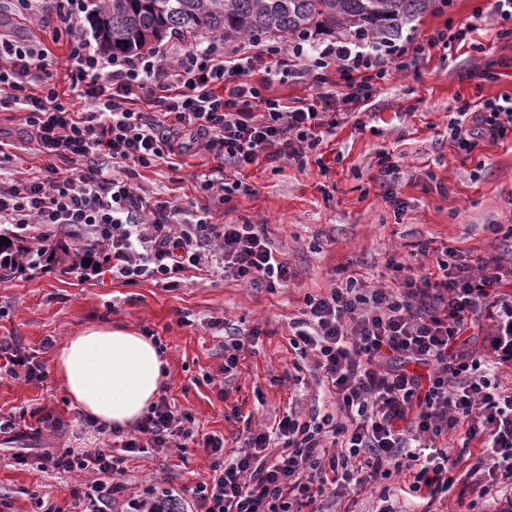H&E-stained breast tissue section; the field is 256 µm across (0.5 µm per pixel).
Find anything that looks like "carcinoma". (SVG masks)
I'll use <instances>...</instances> for the list:
<instances>
[{
    "label": "carcinoma",
    "instance_id": "1",
    "mask_svg": "<svg viewBox=\"0 0 512 512\" xmlns=\"http://www.w3.org/2000/svg\"><path fill=\"white\" fill-rule=\"evenodd\" d=\"M432 0H102L91 16L98 47L114 56L150 52L173 36L193 42L210 34L286 39L311 31L375 38L402 35L406 26L426 14ZM12 254L10 269L28 268L29 247L0 241V255ZM60 264L81 256L57 240L49 248Z\"/></svg>",
    "mask_w": 512,
    "mask_h": 512
}]
</instances>
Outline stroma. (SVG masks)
Segmentation results:
<instances>
[{"mask_svg":"<svg viewBox=\"0 0 512 512\" xmlns=\"http://www.w3.org/2000/svg\"><path fill=\"white\" fill-rule=\"evenodd\" d=\"M487 7L488 0H435L401 39L426 43L435 29L469 23ZM55 25L54 15L27 18L17 0H0V32L47 44L50 71L65 90L71 63L65 43L52 41ZM477 40V50L466 47L446 56L431 50L415 70L381 83L370 104L322 143L320 161L276 167L261 157L241 169L238 178L249 191L230 203L219 204L200 186L201 174H224L223 159L210 152L133 176V185L147 195L174 200L193 213L208 208L215 222L265 225L295 273L286 292L193 272L177 288L151 280L125 283L107 272L71 273L55 262L0 277V337H15L44 372L33 381L0 377V417L13 416L19 431L31 432L41 416L54 415L64 429L48 435L52 448L110 445L112 433L89 427L68 401L54 359L66 336L111 322L159 338L166 362L161 392L190 412L200 434L222 436L229 445L239 431L264 427L286 410L305 419L321 411L328 391L311 377H288L295 359L288 323L299 315L306 294L327 291L351 273L374 286L391 285L389 260L431 265L434 249L446 245L470 260L512 248V142L485 139L467 155L448 137L458 100L512 94V42L496 40L490 30ZM485 68L494 80L480 79ZM0 142L8 155L0 162V179L41 167L22 113L0 112ZM383 150L402 166L398 197L406 207L400 213L383 200L375 179ZM424 246L429 255L421 254ZM221 320L240 331H261L253 354L233 373L224 370ZM39 454L36 448L0 444V512H38L42 499L63 510L70 505L69 491L83 473L41 472ZM210 462L203 448H161L129 459L122 480L131 488L157 481L192 487L209 479Z\"/></svg>","mask_w":512,"mask_h":512,"instance_id":"stroma-1","label":"stroma"}]
</instances>
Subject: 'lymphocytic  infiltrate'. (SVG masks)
Returning <instances> with one entry per match:
<instances>
[{
  "label": "lymphocytic infiltrate",
  "instance_id": "1",
  "mask_svg": "<svg viewBox=\"0 0 512 512\" xmlns=\"http://www.w3.org/2000/svg\"><path fill=\"white\" fill-rule=\"evenodd\" d=\"M18 2L34 15L53 8L54 33L68 42L71 81L86 108L73 111L53 87L30 93L33 78L48 70L47 49L0 36V108L24 110L46 159L40 176L0 180V233L28 242L29 260L38 265L65 230L80 248L105 252L113 277L169 287L182 272L216 271L273 292L288 286L292 272L262 225L217 224L209 213L143 197L130 183L135 169L192 149L236 170L260 156L304 166L326 133L351 109L369 105L392 71L411 68L432 48L475 47L473 35L489 19L497 39L512 40V0H489L487 16L436 29L422 46L365 37L228 52L218 37L170 59L112 57L83 25L91 0ZM331 69L338 75L333 89ZM259 71L264 79H256ZM280 73L310 79L316 95L291 106L268 94ZM448 134L467 153L480 140L512 137V95L460 101ZM392 268L395 287L348 275L344 284L307 295L291 324L289 343L331 386L333 411L309 420L284 413L275 428L248 431L228 459L222 437H197L191 414L161 396L119 446L48 449L40 467L91 474L70 492L81 512H321L337 492L363 491L394 471L405 475L404 497L395 505L382 492L379 512H429L456 482L457 461L443 442L461 433L481 448L479 512H497L492 489L512 478V383L496 361L464 352L461 339L487 305L496 310L498 335L512 333V259L474 263L448 246L435 270ZM195 441L210 451L211 478L190 495L152 483L130 493L118 482L130 455Z\"/></svg>",
  "mask_w": 512,
  "mask_h": 512
}]
</instances>
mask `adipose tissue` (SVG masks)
Returning a JSON list of instances; mask_svg holds the SVG:
<instances>
[{
    "mask_svg": "<svg viewBox=\"0 0 512 512\" xmlns=\"http://www.w3.org/2000/svg\"><path fill=\"white\" fill-rule=\"evenodd\" d=\"M164 359L149 338L121 326H92L56 353L55 376L86 418L115 429L136 423L155 401Z\"/></svg>",
    "mask_w": 512,
    "mask_h": 512,
    "instance_id": "1",
    "label": "adipose tissue"
}]
</instances>
